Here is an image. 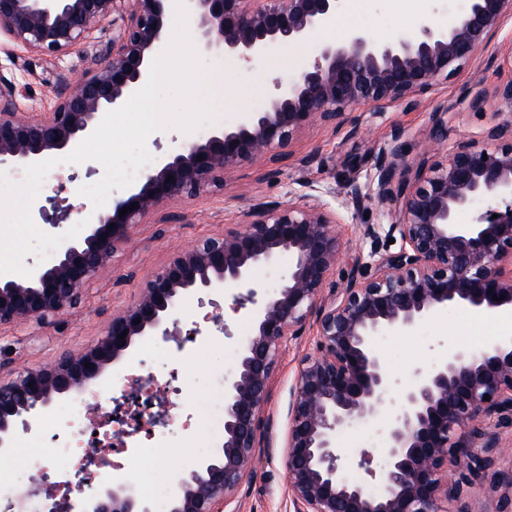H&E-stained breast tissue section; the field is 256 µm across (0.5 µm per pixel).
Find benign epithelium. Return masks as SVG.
Masks as SVG:
<instances>
[{
	"mask_svg": "<svg viewBox=\"0 0 512 512\" xmlns=\"http://www.w3.org/2000/svg\"><path fill=\"white\" fill-rule=\"evenodd\" d=\"M198 51L248 64L273 48L305 41L327 27L344 0H185ZM512 17V0H465L443 27L426 20L394 41L359 31L324 42L295 77L273 84L264 105L246 122L188 142L162 159L138 185L86 224L48 268L35 266L23 280L0 278V328L30 321L48 324L79 307L82 287L112 266L133 240V230L164 204L192 199L224 183V175L259 157L275 158L307 125L333 129L363 104L379 115L474 63L478 48ZM112 20V42L89 55L87 76L61 92L51 112L16 110L22 90L0 76V162L19 167L71 152L148 79L154 48L173 33L165 0H0V35L42 56H57L87 41ZM495 97L509 108L487 131L500 142L492 150L467 149L444 162H421L413 177L396 134L366 187L353 183L348 201L399 204L398 217L368 224L372 261L355 259L338 296L322 290L341 256L335 224L325 204L264 203L244 213V228L203 237L175 250L147 279L134 299L112 314L97 343L65 353L12 380L0 381V455L20 433L37 429L60 397L89 389L142 336L163 341L181 335L174 311L187 294L237 290L235 307H249L254 334L239 350L234 378L224 387V444L176 479L170 512H223L251 473L267 423L261 414L282 342L316 327V352L299 362L288 402L285 470L293 512H473L470 495L486 491L482 512H512V469L494 468L502 448L497 428L512 427V337L478 351L448 350L425 368L413 363L403 387L375 354L372 340L414 327L442 306L476 313L512 311V77ZM204 159H198V156ZM173 176L167 181V176ZM483 201L471 224L457 216ZM47 223L70 218L68 207L48 198ZM136 205L120 216V210ZM389 238L398 251L381 250ZM286 253L288 277L274 295H258L254 271ZM505 295V299L493 296ZM125 335L120 339L119 335ZM89 366H84V363ZM143 384L115 400L110 415L130 436L165 422L153 411L168 404L158 390L141 401ZM396 392L399 409L384 422L386 462L357 461L365 480L344 476L348 457L336 434L356 420L371 422L384 396ZM489 399H484V396ZM94 445L65 482L36 477L29 495L45 512H150L147 501L120 482L96 483L105 464ZM456 503L453 511L448 502Z\"/></svg>",
	"mask_w": 512,
	"mask_h": 512,
	"instance_id": "7a95c632",
	"label": "benign epithelium"
}]
</instances>
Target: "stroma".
Wrapping results in <instances>:
<instances>
[{
    "label": "stroma",
    "instance_id": "obj_1",
    "mask_svg": "<svg viewBox=\"0 0 512 512\" xmlns=\"http://www.w3.org/2000/svg\"><path fill=\"white\" fill-rule=\"evenodd\" d=\"M463 7L462 0H353L344 19L349 28L391 41L417 27L426 15H433L443 25L449 15L459 13ZM323 40L318 33L301 44H284L248 65L221 56H204L216 111L213 124L189 133L175 127L154 132L146 143L151 157L157 160L165 153L179 150L212 128L236 125L245 111L264 102L274 80H288L311 63ZM511 41L509 18L502 31L479 49L475 63L451 80L417 95L411 106L392 107L378 116L372 115L369 106H356L350 113L351 123L338 131L311 123L278 159L263 157L244 163L226 175L223 189L166 203L159 213L148 216L135 228L132 243L117 255L113 267L99 272L85 285L79 308L44 327L30 322L0 332V380L8 381L17 372L41 366L61 353L90 348L103 335L113 312L134 298L174 250L188 247L201 237L239 227L244 213L256 204L288 203L303 194L308 183L315 188L316 202L340 209L342 222L336 230L343 243V256L331 271L326 288L333 291L345 287L354 255L366 256L371 251V242L363 235L365 223L386 224L398 214L394 203L381 205L370 200L358 208L345 205L347 184H365L383 149L395 137L403 146L405 159L413 166L424 157L432 162L445 160L463 148H494V141L486 137L488 128L499 121L500 105L492 93L512 73L502 61L503 47ZM86 67L79 47L54 59L0 40V75L23 87L18 99V108L23 112L51 111L58 94L75 84ZM475 87L488 95L480 112L463 103ZM443 105L448 108V131L438 141L434 138L432 115ZM307 155L313 156L314 161L304 169L299 161ZM103 176L100 166L90 175L85 164H57L31 204L34 224L49 234L66 232V225L47 224L43 217L42 208L50 197L58 198L62 205L77 207L72 223L85 221L87 215L79 207L86 199L78 190ZM220 304L224 325L219 328L210 320L213 309L208 301L198 294L184 296L175 313L178 326L199 327V335L181 345L173 341L164 343V358L160 361L140 349H132L94 388L95 402L103 413L112 410L114 399L128 390L130 380L151 375L157 388L169 391L164 431L170 436V448L161 454L146 448L136 458L124 449H115L108 455L114 465L113 478L134 486L141 472L147 471L163 474L172 482L178 472L196 467L193 446L206 438L196 405L207 394L215 374L233 375L238 350L252 332L251 319L246 310H234L232 296H225ZM505 333L506 325L496 315L476 314L465 308H438L409 331L376 337L374 348L388 371L403 379L410 364L430 366L446 356L449 348L477 349L482 345V337L495 338ZM315 343L312 331L308 330L289 337L281 346L262 407L270 426L248 478L249 490L230 503V512H291L283 462L288 400L297 380L299 360L314 351ZM338 439L350 455L368 452L377 465L385 459L382 425L356 423L342 430Z\"/></svg>",
    "mask_w": 512,
    "mask_h": 512
}]
</instances>
